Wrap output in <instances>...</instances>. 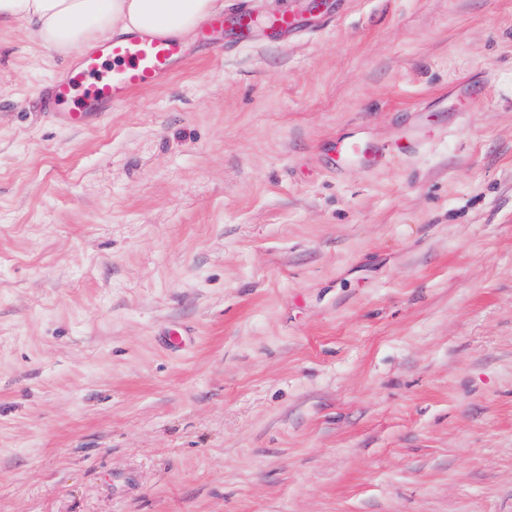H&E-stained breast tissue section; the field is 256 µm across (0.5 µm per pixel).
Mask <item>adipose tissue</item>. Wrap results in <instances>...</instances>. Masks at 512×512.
Wrapping results in <instances>:
<instances>
[{
    "label": "adipose tissue",
    "instance_id": "1",
    "mask_svg": "<svg viewBox=\"0 0 512 512\" xmlns=\"http://www.w3.org/2000/svg\"><path fill=\"white\" fill-rule=\"evenodd\" d=\"M222 7V0H0V24H21L40 46L71 55L129 31L186 38Z\"/></svg>",
    "mask_w": 512,
    "mask_h": 512
}]
</instances>
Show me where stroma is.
I'll return each mask as SVG.
<instances>
[{"label": "stroma", "instance_id": "obj_1", "mask_svg": "<svg viewBox=\"0 0 512 512\" xmlns=\"http://www.w3.org/2000/svg\"><path fill=\"white\" fill-rule=\"evenodd\" d=\"M248 5L81 128L0 26V512H512V0ZM246 8L241 11L233 13L230 18L226 19L224 15H216L212 18L210 26L211 28H228L232 27L240 38L247 37L249 31L246 28V24L252 19ZM336 161H357L364 166L373 167L384 160L379 148L360 136L350 135L336 141Z\"/></svg>", "mask_w": 512, "mask_h": 512}]
</instances>
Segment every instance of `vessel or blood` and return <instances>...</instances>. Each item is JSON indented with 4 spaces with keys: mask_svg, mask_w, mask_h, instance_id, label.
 <instances>
[{
    "mask_svg": "<svg viewBox=\"0 0 512 512\" xmlns=\"http://www.w3.org/2000/svg\"><path fill=\"white\" fill-rule=\"evenodd\" d=\"M251 15L242 10L232 16H214L212 27L233 28L247 37ZM186 61L182 42L157 34L128 33L85 50L72 68L59 75L46 89L41 103L48 112H61L72 125H83L88 113L102 112L124 102L131 94L155 88ZM384 153L360 136L336 142L338 162L356 161L372 167Z\"/></svg>",
    "mask_w": 512,
    "mask_h": 512,
    "instance_id": "vessel-or-blood-1",
    "label": "vessel or blood"
}]
</instances>
